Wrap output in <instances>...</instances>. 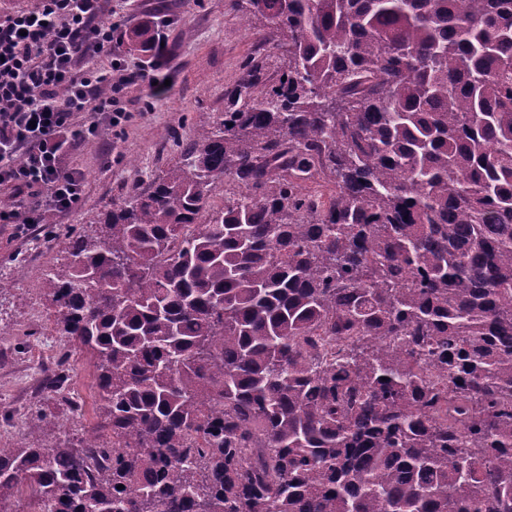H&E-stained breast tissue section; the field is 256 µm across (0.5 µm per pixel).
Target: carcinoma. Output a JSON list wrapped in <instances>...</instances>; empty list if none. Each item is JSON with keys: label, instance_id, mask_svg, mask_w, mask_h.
Instances as JSON below:
<instances>
[{"label": "carcinoma", "instance_id": "1", "mask_svg": "<svg viewBox=\"0 0 512 512\" xmlns=\"http://www.w3.org/2000/svg\"><path fill=\"white\" fill-rule=\"evenodd\" d=\"M234 2L283 79L249 60L174 166L65 232L42 288L96 432L0 444V500L512 512V0Z\"/></svg>", "mask_w": 512, "mask_h": 512}]
</instances>
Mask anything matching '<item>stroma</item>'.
Returning a JSON list of instances; mask_svg holds the SVG:
<instances>
[{
  "label": "stroma",
  "instance_id": "obj_1",
  "mask_svg": "<svg viewBox=\"0 0 512 512\" xmlns=\"http://www.w3.org/2000/svg\"><path fill=\"white\" fill-rule=\"evenodd\" d=\"M172 15L166 27L174 85L155 96L128 86L124 101L134 119L124 135L103 130L101 140L74 154L86 190L63 220L18 228L0 224V442L80 441L96 425V391L88 355L60 336L54 309L41 286L46 270L63 262L62 237L73 225L89 226L136 182L170 168L179 146L224 110V91L251 57L271 51L267 29L249 27L233 0H112V19L132 27L143 13ZM65 361L80 410L41 390L43 379ZM55 414L54 427L35 426L37 411Z\"/></svg>",
  "mask_w": 512,
  "mask_h": 512
}]
</instances>
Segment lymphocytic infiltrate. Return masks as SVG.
Masks as SVG:
<instances>
[{
	"mask_svg": "<svg viewBox=\"0 0 512 512\" xmlns=\"http://www.w3.org/2000/svg\"><path fill=\"white\" fill-rule=\"evenodd\" d=\"M125 36L112 0H39L0 22V191L13 201L0 209V224L66 216L85 191L71 153L102 127L131 121L128 84L152 95L164 84L170 50L161 28L144 49L147 67L136 71L112 50Z\"/></svg>",
	"mask_w": 512,
	"mask_h": 512,
	"instance_id": "lymphocytic-infiltrate-1",
	"label": "lymphocytic infiltrate"
}]
</instances>
